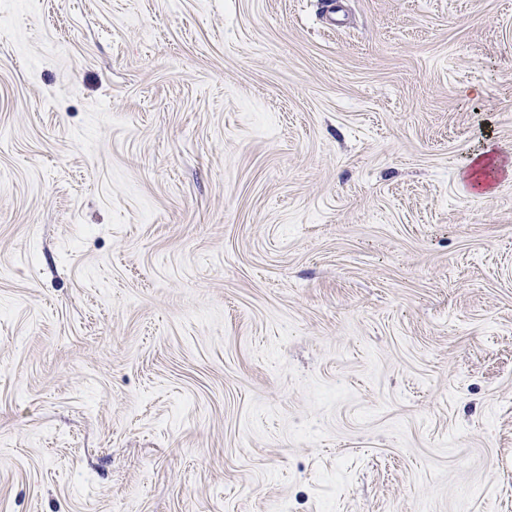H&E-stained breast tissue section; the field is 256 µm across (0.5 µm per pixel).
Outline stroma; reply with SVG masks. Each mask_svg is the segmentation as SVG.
I'll return each mask as SVG.
<instances>
[{
  "label": "stroma",
  "mask_w": 512,
  "mask_h": 512,
  "mask_svg": "<svg viewBox=\"0 0 512 512\" xmlns=\"http://www.w3.org/2000/svg\"><path fill=\"white\" fill-rule=\"evenodd\" d=\"M512 0L0 17V512H512Z\"/></svg>",
  "instance_id": "35a3bbf8"
}]
</instances>
